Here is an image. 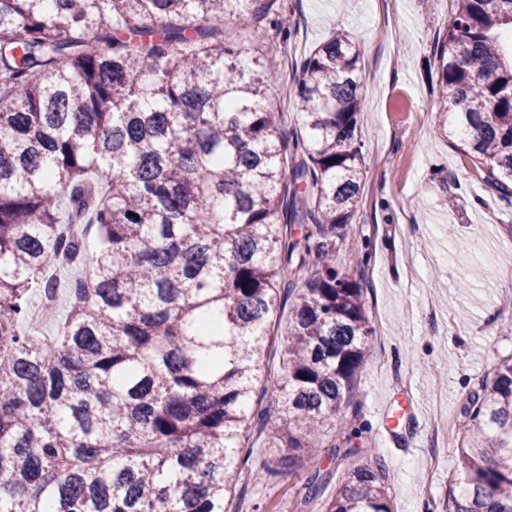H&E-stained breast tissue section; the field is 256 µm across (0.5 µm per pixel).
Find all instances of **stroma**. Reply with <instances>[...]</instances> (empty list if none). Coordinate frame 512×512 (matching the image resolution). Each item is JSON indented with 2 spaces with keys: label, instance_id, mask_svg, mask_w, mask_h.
<instances>
[{
  "label": "stroma",
  "instance_id": "stroma-1",
  "mask_svg": "<svg viewBox=\"0 0 512 512\" xmlns=\"http://www.w3.org/2000/svg\"><path fill=\"white\" fill-rule=\"evenodd\" d=\"M283 39L268 27L244 35L228 20L224 39L249 54L278 51L270 92L285 132L301 126L295 69L339 33L360 52L366 144L362 191L336 265L361 278L374 335L346 428L368 427L365 449L383 459L396 512H448L459 476L458 447L469 404L494 364L512 356V206L486 187L472 161L452 147L429 76L433 42L452 0H282ZM411 398L415 424L386 434L380 411L393 395ZM271 431L244 440L248 475L227 512H320L305 502L315 470H335L334 436H323L300 470L264 464Z\"/></svg>",
  "mask_w": 512,
  "mask_h": 512
}]
</instances>
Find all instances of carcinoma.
<instances>
[{
    "mask_svg": "<svg viewBox=\"0 0 512 512\" xmlns=\"http://www.w3.org/2000/svg\"><path fill=\"white\" fill-rule=\"evenodd\" d=\"M453 2L439 111L479 131L468 155L509 204L512 0ZM280 16L277 0H0V512H225L273 408V473L330 425L360 451L368 429L340 413L373 329L336 268L363 182L360 56L336 35L303 58L305 133L288 137L268 105L278 60L224 41L228 17ZM50 263L83 277L48 339L30 290L57 291ZM470 421L451 512H512V357ZM330 480L314 471L305 502ZM323 512H393L384 461L344 469ZM288 333V306L280 309L273 317L270 328L271 338L268 343V357L265 361L266 368L271 375H276L280 370L284 356V339Z\"/></svg>",
    "mask_w": 512,
    "mask_h": 512,
    "instance_id": "carcinoma-1",
    "label": "carcinoma"
}]
</instances>
